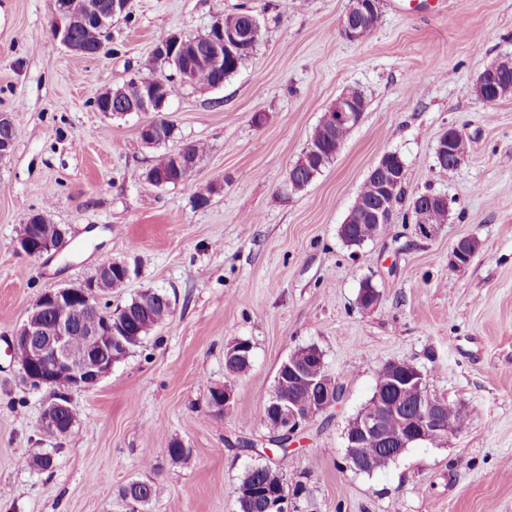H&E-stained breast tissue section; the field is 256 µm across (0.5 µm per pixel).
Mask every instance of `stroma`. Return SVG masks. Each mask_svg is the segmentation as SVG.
Wrapping results in <instances>:
<instances>
[{
    "label": "stroma",
    "mask_w": 512,
    "mask_h": 512,
    "mask_svg": "<svg viewBox=\"0 0 512 512\" xmlns=\"http://www.w3.org/2000/svg\"><path fill=\"white\" fill-rule=\"evenodd\" d=\"M349 0H130L103 51L74 54L52 33L51 0H0V112L15 115L0 158V512H236L234 488L257 462L260 420L280 364L317 345L340 401L310 420L270 463L303 480L297 512H512V96L484 106L477 73L512 56V0H382L362 40L341 33ZM250 7L262 42L217 89L172 81L164 116L173 145L207 146L186 184L155 187L159 156L144 117L99 112L95 99L148 73L160 34L199 36ZM366 99L335 160L301 192L288 170L343 91ZM467 139L441 169L442 133ZM404 161L407 196L446 195L450 212L424 239L396 221L361 247L339 227L384 154ZM209 189L207 203L196 192ZM65 225V246L28 257L14 242L28 215ZM478 237L470 263L454 243ZM131 278L110 303L166 291L174 312L93 388L74 393L67 436L44 433L47 389L12 358L15 330L41 293L84 281L103 257ZM371 281L377 306L362 309ZM252 344V366L228 375L224 352ZM393 360L414 364L434 396L462 404L447 444L423 442L373 475L344 465V433ZM231 384L216 413L210 387ZM189 453L173 462L167 448ZM52 454L42 471L27 461ZM132 480L159 485L132 504ZM481 248L479 238L472 236L459 240L451 252V265L455 268L466 266Z\"/></svg>",
    "instance_id": "1"
}]
</instances>
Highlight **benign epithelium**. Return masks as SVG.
<instances>
[{"instance_id":"benign-epithelium-1","label":"benign epithelium","mask_w":512,"mask_h":512,"mask_svg":"<svg viewBox=\"0 0 512 512\" xmlns=\"http://www.w3.org/2000/svg\"><path fill=\"white\" fill-rule=\"evenodd\" d=\"M365 0H351L342 18L341 31L353 41L364 38L369 31L362 20V7ZM129 5V0H112L108 12L102 14L92 0H51L53 32L70 51L80 54L81 47L71 40L69 26L71 18L77 15L93 17L106 29L112 20L121 17ZM245 37L234 30H224V23L211 25L208 51L200 53L195 42L184 34L171 33L165 40L154 45L150 58L155 64L168 63L177 58L183 59L178 67V79L185 85L194 86L195 72L202 68H219L224 62V54L241 48ZM498 75V62L479 71L474 81V92L479 100H484L486 84ZM170 96V87L164 83L152 86L141 99L132 104L131 112L151 113L159 111ZM334 111L325 113V118L338 126L355 127L361 121L366 106L338 96L333 103ZM14 119L9 112L0 113V157L10 154L13 148ZM164 137V129L155 117L139 126V138L145 145H151ZM438 161L441 165L452 164L461 156V145L465 138L459 130L443 138ZM197 160L185 153L175 156V166L179 180L183 181L195 170ZM371 173L381 176L380 204L370 209L371 219L377 224H392L398 215L395 199L403 185L404 174L385 169L384 161H379ZM427 205H421L409 212L408 222L415 225L416 232L423 238H432L437 225L427 220ZM66 233L53 242L32 241L22 235L15 242L16 251L30 257H40L61 249ZM481 248L479 238L472 236L459 240L451 252V265L456 268L466 266ZM120 271L124 279H130V268L122 261H112V267L98 266L83 282L42 293L29 311L26 320L16 330L12 347L23 345L27 348L28 361L19 366L23 377L36 387L51 391V401L44 409L40 429L60 437L67 434L69 426L62 417L68 408L69 398L52 392V380L58 373L71 378V390H86L96 385L112 365L128 355L126 320L123 310L114 311L100 308V301L106 295L113 271ZM92 312L95 317L87 325L77 330L68 309ZM53 309L56 319L51 327L43 324V315ZM79 335L81 351L72 347L74 335ZM390 366L398 371L397 378L385 391L381 405L375 413H363L345 433V460L350 468L361 471L370 465L365 457L370 443L390 442L388 458L395 460L416 440L433 435L442 430V417L447 414V400L432 395L425 375L407 361L395 360ZM278 378L283 383V391L278 402L270 405L273 409L277 428L290 436H295L311 419L328 409L340 399V387L329 376L324 386H319L318 374L305 365L288 362L283 364ZM235 392L231 385L219 388L217 399L211 401V408L221 414L234 404ZM396 420V430L387 427L388 420ZM295 491H280L270 498L267 512H291Z\"/></svg>"}]
</instances>
